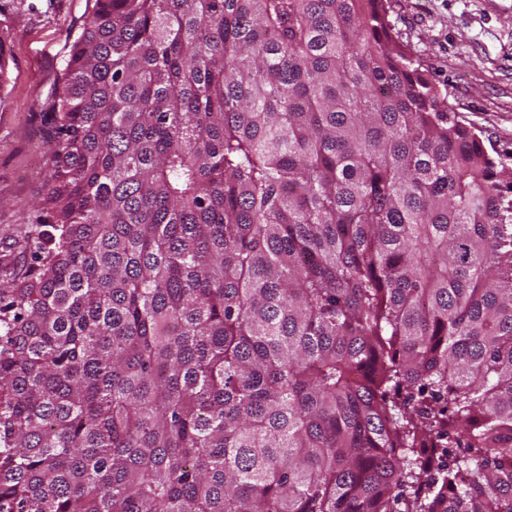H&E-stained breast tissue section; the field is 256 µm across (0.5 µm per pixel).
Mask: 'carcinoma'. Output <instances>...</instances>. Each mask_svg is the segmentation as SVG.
<instances>
[{
  "label": "carcinoma",
  "mask_w": 512,
  "mask_h": 512,
  "mask_svg": "<svg viewBox=\"0 0 512 512\" xmlns=\"http://www.w3.org/2000/svg\"><path fill=\"white\" fill-rule=\"evenodd\" d=\"M389 0H94L0 512H512V169Z\"/></svg>",
  "instance_id": "obj_1"
}]
</instances>
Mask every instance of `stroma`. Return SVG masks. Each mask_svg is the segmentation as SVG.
Instances as JSON below:
<instances>
[{
    "label": "stroma",
    "instance_id": "35a3bbf8",
    "mask_svg": "<svg viewBox=\"0 0 512 512\" xmlns=\"http://www.w3.org/2000/svg\"><path fill=\"white\" fill-rule=\"evenodd\" d=\"M94 0H0V281L32 265L53 157L52 106L63 61ZM399 41L459 117L512 168V0H390Z\"/></svg>",
    "mask_w": 512,
    "mask_h": 512
}]
</instances>
